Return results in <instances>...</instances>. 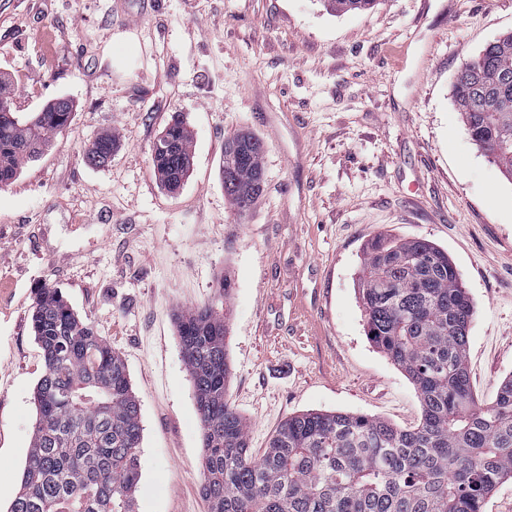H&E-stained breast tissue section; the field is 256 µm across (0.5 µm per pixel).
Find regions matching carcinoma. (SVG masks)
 I'll list each match as a JSON object with an SVG mask.
<instances>
[{
  "instance_id": "1",
  "label": "carcinoma",
  "mask_w": 512,
  "mask_h": 512,
  "mask_svg": "<svg viewBox=\"0 0 512 512\" xmlns=\"http://www.w3.org/2000/svg\"><path fill=\"white\" fill-rule=\"evenodd\" d=\"M374 2L324 6L345 14ZM454 98L471 139L512 179V33L461 66ZM73 112L60 97L27 116L0 114V184L16 179ZM192 146L174 117L152 146L162 183L188 176ZM224 147V194L243 213L263 191V144L240 134ZM113 151L100 138L87 158L104 166ZM358 294L370 341L419 395V425L306 412L285 420L258 460L246 421L226 400L227 314L204 303L176 315L202 425L209 512H483L496 484L512 477V378L491 405L476 403L466 365L473 307L448 254L424 240L376 237ZM31 324L45 373L9 512H135L142 425L124 359L58 288L37 290Z\"/></svg>"
}]
</instances>
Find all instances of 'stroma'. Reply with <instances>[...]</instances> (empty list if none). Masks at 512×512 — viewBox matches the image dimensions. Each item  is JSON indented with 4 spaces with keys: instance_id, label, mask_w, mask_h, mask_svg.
I'll return each instance as SVG.
<instances>
[{
    "instance_id": "35a3bbf8",
    "label": "stroma",
    "mask_w": 512,
    "mask_h": 512,
    "mask_svg": "<svg viewBox=\"0 0 512 512\" xmlns=\"http://www.w3.org/2000/svg\"><path fill=\"white\" fill-rule=\"evenodd\" d=\"M512 32V0H0V76L15 112L66 96L70 126L0 187V512L15 498L45 372L38 288L61 289L126 362L143 437L137 512H208L202 428L177 313L225 303L227 399L253 456L307 412L418 424L405 373L368 340L364 246L425 239L474 314L478 404L512 377V180L469 136L461 64ZM193 136L175 191L151 149L173 115ZM264 146L246 213L224 195L225 138ZM109 136L112 160L87 147ZM228 280V298L218 283Z\"/></svg>"
}]
</instances>
